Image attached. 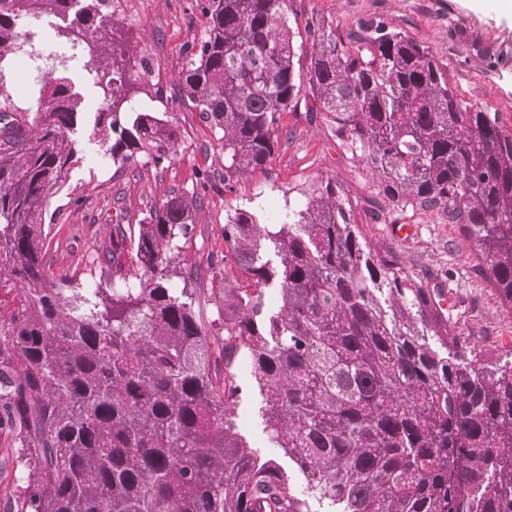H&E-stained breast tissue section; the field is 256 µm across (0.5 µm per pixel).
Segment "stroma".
Here are the masks:
<instances>
[{
	"mask_svg": "<svg viewBox=\"0 0 512 512\" xmlns=\"http://www.w3.org/2000/svg\"><path fill=\"white\" fill-rule=\"evenodd\" d=\"M298 23L319 16L334 22L343 40L359 34L362 24L382 20L433 50L448 81L466 102L497 113L512 133V10L501 0H294ZM204 18L191 0H123L114 29L135 59L147 60L148 75L133 74L130 96L137 103L167 113L178 132L174 159L157 171L140 163L102 166L98 143L87 142L66 187L46 203L44 263L53 279L77 283L94 278L109 284L120 271H133L130 253L113 255L112 227L118 216L140 221L166 199L170 189L191 190L197 170H215L202 202L193 203L196 226L192 239L173 251L176 269L205 267L210 252L224 248L222 228L236 208L262 210L274 222L287 208L303 203L319 181L340 183L354 206L368 243L379 255L395 259L414 279L445 289L454 306L449 336L474 346L481 362L512 358V309L503 306L484 278L476 246L440 211L385 209L372 220L379 198L375 177L342 145L326 119L307 122L305 113L318 107L302 96L297 110L281 117L277 151L268 172L243 179L235 193L224 190L218 173L224 156L214 132L198 112L182 106L181 71L185 46L201 36ZM31 51L24 45L0 61V84L17 106H27L30 81L24 66ZM407 224L412 233L397 237L394 228ZM243 388L236 419L254 450L279 458L270 447L257 414L259 397L247 368H240Z\"/></svg>",
	"mask_w": 512,
	"mask_h": 512,
	"instance_id": "1",
	"label": "stroma"
}]
</instances>
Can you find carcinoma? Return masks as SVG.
Masks as SVG:
<instances>
[{
    "mask_svg": "<svg viewBox=\"0 0 512 512\" xmlns=\"http://www.w3.org/2000/svg\"><path fill=\"white\" fill-rule=\"evenodd\" d=\"M93 2L0 0V49L26 42L24 18L69 20L107 101L91 136L114 162L162 170L176 129L162 112L122 110L136 62L102 49L116 13ZM193 2L206 30L180 81L224 151V191L271 162L306 84L379 193L444 210L512 309V135L458 97L432 50L381 20L350 50L323 19L299 28L293 0ZM31 98L16 107L0 84V279L24 294L0 313V442L22 466L10 512H312L313 500L329 512H512V361L482 364L448 339L452 316L373 253L339 183H317L279 224L255 209L227 217L207 269L237 284L212 292L209 320L195 309L199 269L170 283L172 244L195 231L175 190L137 233L112 229L135 282L54 281L42 214L77 163L84 118L64 75ZM241 358L301 490L237 429Z\"/></svg>",
    "mask_w": 512,
    "mask_h": 512,
    "instance_id": "1",
    "label": "carcinoma"
}]
</instances>
